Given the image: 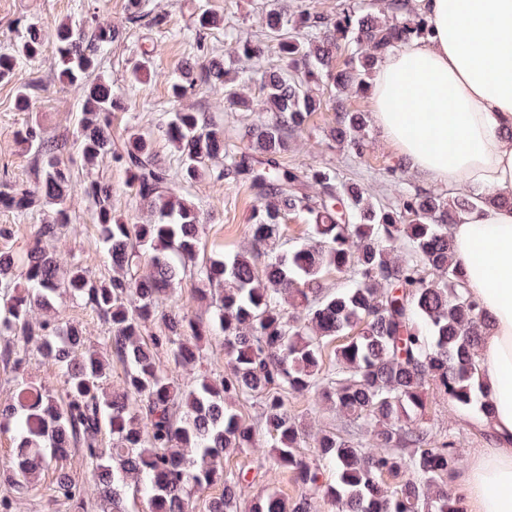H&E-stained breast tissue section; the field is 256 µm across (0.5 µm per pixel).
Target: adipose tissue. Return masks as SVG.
I'll return each mask as SVG.
<instances>
[{"mask_svg":"<svg viewBox=\"0 0 512 512\" xmlns=\"http://www.w3.org/2000/svg\"><path fill=\"white\" fill-rule=\"evenodd\" d=\"M429 36L389 50L371 79L374 123L435 185L498 202L463 213L454 259L486 321L479 364L494 445L448 477L470 512H512V0H410Z\"/></svg>","mask_w":512,"mask_h":512,"instance_id":"1","label":"adipose tissue"}]
</instances>
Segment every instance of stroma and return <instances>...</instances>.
Returning a JSON list of instances; mask_svg holds the SVG:
<instances>
[{
	"label": "stroma",
	"mask_w": 512,
	"mask_h": 512,
	"mask_svg": "<svg viewBox=\"0 0 512 512\" xmlns=\"http://www.w3.org/2000/svg\"><path fill=\"white\" fill-rule=\"evenodd\" d=\"M342 0H146L147 9L168 18L165 27L148 24H128V0H0V53L11 52L18 33L26 23H37L46 42V51H53L56 26L63 21L85 25L90 18L122 27L120 39L113 42L102 58L100 70L112 82V90L121 101L112 123L114 140H121L128 128L149 133L154 150L164 165L175 166L178 153L160 130L168 112L172 110L169 83L178 76L181 65L189 58L221 60L224 65L237 64L233 52L236 39L258 36L265 12L281 6L289 11L308 9L314 12H335ZM205 7L218 14L223 24L205 32L195 24L194 12ZM152 51L151 69L142 83H132L129 67L142 48ZM36 79L31 111L19 112L13 106L14 83L0 82V193L14 187H35L36 171L32 156L24 152L18 133L26 124L41 125L46 136L74 140L81 110V96L73 88L62 85L48 63L21 61L17 79ZM310 94L320 98L322 108L313 113L298 131L290 137L291 147L284 156L288 166L304 169L323 166L336 169L341 179L366 185L386 203L394 202L397 189L414 191L425 189L424 179L407 169L400 178H393L390 170L398 155L376 124H369L367 134L371 141L369 152L362 157L332 141L328 131L335 122L325 86L313 83ZM195 111L207 113L213 123L224 131L226 144L247 151L243 134L256 121V113L229 105L224 90L206 88L186 101ZM72 177V193L68 201L70 222L54 241L53 247L64 261H76L89 275L103 277L112 269L97 242L93 223V202L84 195L83 185L88 177H95L112 185V205L116 217L132 224L149 222L148 208L127 185L126 174L118 163L103 158L95 165H87L77 149H69L62 156ZM177 193L197 207L204 219L203 241L207 250L234 253L251 249L250 218L259 204L258 198L247 188L224 184L211 177L180 184ZM52 206H42L34 218L21 219L12 211L0 207V227L15 231L9 238L0 237V250L14 251L23 256L29 231L33 224L52 221ZM54 317L59 325L82 324L88 336L87 345L98 349L99 338L108 327L94 312L80 301L69 299L59 303ZM288 410L305 423L309 434L335 430L339 419L328 405L310 394L291 395ZM477 406L466 408L442 398L432 400L427 425L435 439L455 440L463 460H470L477 449L488 447L489 439L476 420ZM14 452L12 433L0 431V498H10L12 512H70L69 506L54 492V474L44 470L37 479L35 490H17L5 482ZM271 454L265 436H258L256 445L224 458L228 471H244L250 481V493L273 492L288 499L299 497L302 485L294 475L283 469L264 467L263 461Z\"/></svg>",
	"instance_id": "35a3bbf8"
}]
</instances>
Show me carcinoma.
Wrapping results in <instances>:
<instances>
[{"label": "carcinoma", "instance_id": "obj_1", "mask_svg": "<svg viewBox=\"0 0 512 512\" xmlns=\"http://www.w3.org/2000/svg\"><path fill=\"white\" fill-rule=\"evenodd\" d=\"M385 10L389 17L381 21L346 4L334 14L273 9L260 36L238 44L248 67L231 70L211 60L196 73L185 66L170 85L173 111L162 126L179 153L174 169L158 161L148 134L131 128L121 144L112 139L118 108L112 81L91 75L120 31L68 21L56 26L50 65L84 93L73 145L89 164L111 156L154 220L115 218L112 185L89 179L84 193L95 204L98 242L112 274L92 278L76 262L61 265L50 242L70 223V172L60 159L68 142L46 137L38 125L21 131L39 186L1 196L0 206L27 217L46 203L54 217L34 226L24 261L0 251V336L13 342L7 363L17 373L12 401L0 404V428L13 429L24 450L15 462V486L29 488L67 456L63 449L80 448L97 480L101 512H125L129 489L145 501L146 512H190L193 495L218 484L223 491L209 499L206 512H311L306 496L246 499L245 475L224 471V455L255 442L257 428L236 403L256 398L273 465L342 512H459L447 477L462 457L454 440L433 439L425 422L427 390L462 407L482 392L483 321L452 260L448 229L461 213L496 199L399 190L396 205L385 206L332 168L282 163L288 133L322 107L308 92L311 82L335 93L331 138L360 157L370 150L368 115L347 109L343 94L366 89L375 60L391 48L430 32L428 20L405 0H385ZM270 47L278 67L267 63ZM345 49L349 56L339 66L336 56ZM42 57L41 31L29 25L14 52L0 53V80L12 79L20 60ZM254 82L274 118L248 127V153L232 151L205 113L182 105L202 83L224 88L233 105L248 110L250 101L235 86ZM35 88L16 87L18 111H29ZM221 158L224 168L207 166ZM205 176L228 184L243 180L256 190L262 205L250 234L265 252L205 255L201 214L174 193L176 183ZM291 211L304 216L307 237L279 249L281 223ZM331 269L348 274V283L323 287ZM186 276L197 281L199 299L213 310L207 324L179 309L174 285ZM67 297L84 302L110 327L105 346L124 365V379L109 395L103 392L109 362L85 350L82 326L61 328L50 316ZM213 333L224 338V376L178 382L161 354L177 365L193 364ZM341 336L327 367L326 349ZM32 346L59 369L61 391L23 377ZM303 393L328 400L356 425L317 436L309 461L298 452L301 423L285 403L286 395ZM105 431L110 447L102 443ZM327 471L336 473L335 482L323 480ZM55 492L73 512L83 508L81 489L63 468L55 470Z\"/></svg>", "mask_w": 512, "mask_h": 512}]
</instances>
